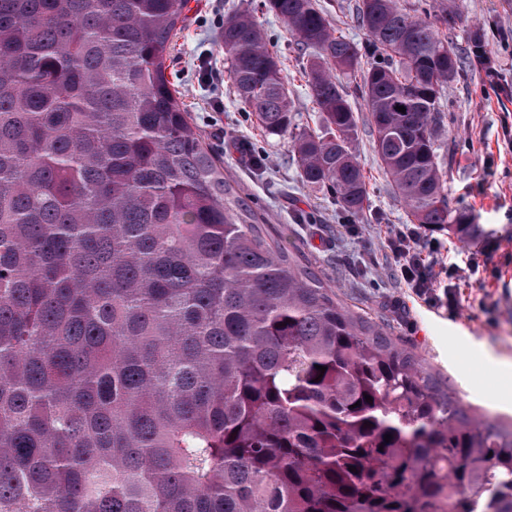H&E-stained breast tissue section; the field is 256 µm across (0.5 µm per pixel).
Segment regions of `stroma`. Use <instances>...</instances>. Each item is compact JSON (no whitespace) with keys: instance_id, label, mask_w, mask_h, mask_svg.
I'll list each match as a JSON object with an SVG mask.
<instances>
[{"instance_id":"obj_1","label":"stroma","mask_w":512,"mask_h":512,"mask_svg":"<svg viewBox=\"0 0 512 512\" xmlns=\"http://www.w3.org/2000/svg\"><path fill=\"white\" fill-rule=\"evenodd\" d=\"M462 2L469 24L456 29L455 43L467 50L476 29L491 39V63L509 90L485 95L486 72L474 62L442 92L437 155L448 203L470 210L479 231L465 244L444 230L428 232L427 239L447 245L448 265L474 255L479 267L456 283L451 299L434 307L391 278L386 227L408 217L380 167L367 120L359 122L353 150L366 176L368 206L346 232L347 218L330 193L301 182L290 137L266 133L235 94L222 31L228 14L249 11L283 63L296 124L320 127L305 76L309 56L282 19L262 11V0H190L167 76L190 112L194 133L223 160L266 235L310 261L342 300L385 321L465 405L491 418H512V0ZM318 3L332 27L366 45L357 0Z\"/></svg>"}]
</instances>
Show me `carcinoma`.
Segmentation results:
<instances>
[{
  "mask_svg": "<svg viewBox=\"0 0 512 512\" xmlns=\"http://www.w3.org/2000/svg\"><path fill=\"white\" fill-rule=\"evenodd\" d=\"M187 5L0 0V512H512V422L267 238L193 132L167 77ZM263 7L309 52L323 131L252 14L224 55L301 180L364 212L340 70L411 223L471 238L436 153L458 3L358 0L364 50L317 0Z\"/></svg>",
  "mask_w": 512,
  "mask_h": 512,
  "instance_id": "1",
  "label": "carcinoma"
}]
</instances>
